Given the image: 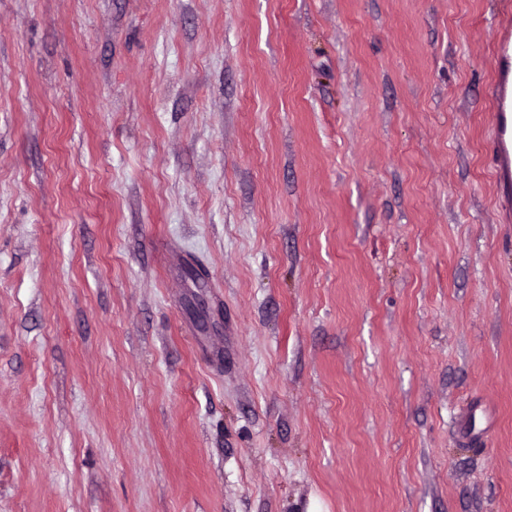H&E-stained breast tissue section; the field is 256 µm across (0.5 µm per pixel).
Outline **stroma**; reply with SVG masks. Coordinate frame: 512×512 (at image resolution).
<instances>
[{"label":"stroma","mask_w":512,"mask_h":512,"mask_svg":"<svg viewBox=\"0 0 512 512\" xmlns=\"http://www.w3.org/2000/svg\"><path fill=\"white\" fill-rule=\"evenodd\" d=\"M498 0H0V512H512Z\"/></svg>","instance_id":"obj_1"}]
</instances>
